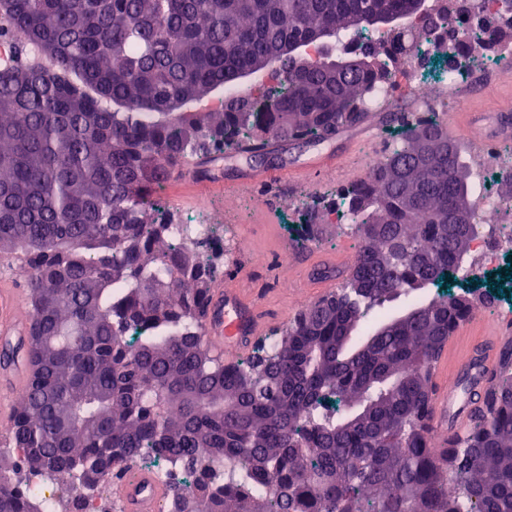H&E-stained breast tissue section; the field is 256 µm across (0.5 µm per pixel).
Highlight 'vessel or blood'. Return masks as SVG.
Listing matches in <instances>:
<instances>
[{"mask_svg": "<svg viewBox=\"0 0 512 512\" xmlns=\"http://www.w3.org/2000/svg\"><path fill=\"white\" fill-rule=\"evenodd\" d=\"M31 324L25 312L23 295L16 281L0 279V335L19 337ZM267 331L250 294L241 288L217 286L211 293L205 336L211 347L225 355L244 354L253 340ZM512 325L501 320L477 322L467 320L448 340L434 367V386L431 401V423L440 440L461 433L469 424V412L482 402L484 376L491 373L499 360V347ZM465 336L477 337V345L462 346ZM464 353L473 366L475 380L461 387L451 379L450 362L457 353ZM27 385L26 375H19L10 388L0 389V427L9 426L14 402ZM115 495L125 512H161L167 488L149 474L131 472L113 484Z\"/></svg>", "mask_w": 512, "mask_h": 512, "instance_id": "obj_1", "label": "vessel or blood"}]
</instances>
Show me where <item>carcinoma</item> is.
<instances>
[{
	"label": "carcinoma",
	"mask_w": 512,
	"mask_h": 512,
	"mask_svg": "<svg viewBox=\"0 0 512 512\" xmlns=\"http://www.w3.org/2000/svg\"><path fill=\"white\" fill-rule=\"evenodd\" d=\"M8 0L0 38V251L30 270L26 335L0 363L30 384L0 451V512H99L113 473L164 461L169 512H512V337L469 427L431 451L435 360L472 314L427 299L479 234L470 159L438 114L407 122L363 180L299 211L359 239L339 289L226 362L205 339L224 274L215 230L153 197L193 157L258 139L320 143L393 73L374 44L487 49L512 0ZM364 40L373 65L352 66ZM306 42L317 58L281 51ZM181 104L182 111L170 107ZM66 486L65 508L40 496Z\"/></svg>",
	"instance_id": "cac0c4a2"
}]
</instances>
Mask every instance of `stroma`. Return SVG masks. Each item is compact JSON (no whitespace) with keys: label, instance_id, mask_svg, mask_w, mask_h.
Returning <instances> with one entry per match:
<instances>
[{"label":"stroma","instance_id":"1","mask_svg":"<svg viewBox=\"0 0 512 512\" xmlns=\"http://www.w3.org/2000/svg\"><path fill=\"white\" fill-rule=\"evenodd\" d=\"M512 70V45L504 43L489 52L488 62L475 70L470 82L468 108L474 112L492 113L512 103V90L498 76L502 71ZM436 84L437 113L447 127L449 136L457 137L471 160L483 159L488 143L485 139L488 123H481L460 133L452 127L454 113L447 102L453 94L445 86L441 73L434 67H426L424 73ZM423 110L411 92L405 91L394 98L387 109L367 113L363 121L369 130L362 140H354L351 128L341 129L336 137L324 143L288 141L277 143L270 151L248 158L232 152L220 157L215 165H204L192 174L190 180L172 175L159 201L177 223L190 220L194 211L195 185L210 186V213L212 223L227 225L228 236L233 247L224 257V284H234L242 263H249L251 271L242 286L259 298V312L269 317L271 329L286 326L300 311L296 298L312 303L321 295L317 284L310 281L300 264L301 249L296 248L287 230L302 203L321 197L324 193L359 181L368 174L372 165L390 145L387 131L393 129L396 117L408 120L422 116ZM341 156L347 153L357 158L352 171H321L311 166V159L319 154ZM255 174L256 182L247 189H238L237 184L246 174ZM270 208L276 216L277 229L268 232L260 222L258 212ZM507 268L498 272L479 274L468 285L456 281L445 283L443 293L463 294L471 292L483 296L473 318L490 320L495 318V306L486 301L489 293L508 295L512 290L501 283ZM290 281V289H282L281 281Z\"/></svg>","mask_w":512,"mask_h":512}]
</instances>
